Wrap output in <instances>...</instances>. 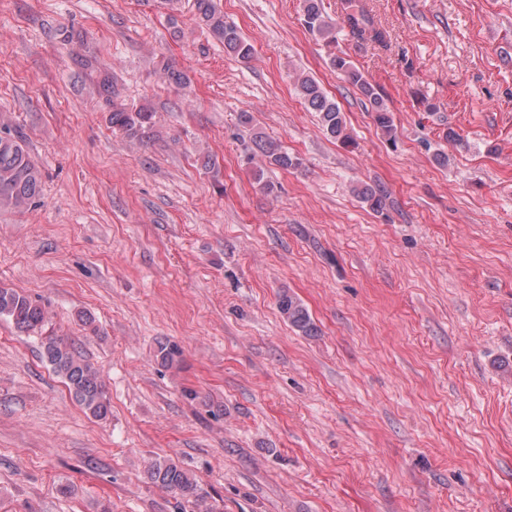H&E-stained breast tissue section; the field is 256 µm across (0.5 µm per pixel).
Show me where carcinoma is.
I'll use <instances>...</instances> for the list:
<instances>
[{
	"mask_svg": "<svg viewBox=\"0 0 512 512\" xmlns=\"http://www.w3.org/2000/svg\"><path fill=\"white\" fill-rule=\"evenodd\" d=\"M193 6L199 24L224 47V53L242 61L254 56L253 44L236 26L224 20L220 0H193ZM346 23L358 40L387 46V32L364 10L347 14ZM303 25L309 32L330 42L336 40V26L326 15L323 0H303ZM330 63L358 91L381 131L394 138L396 127L391 110L377 88L346 54L333 55ZM293 85L304 108L317 114L323 133L343 144L349 142L351 136L347 132V122L336 100L329 97L321 85L307 74H295ZM153 117L154 113L143 106L130 108L114 105L110 122L112 127L123 131L128 137L139 138L151 126ZM239 121L252 130L254 154L264 163L286 170L301 166L299 157L289 153L279 142L254 126L250 112H241ZM40 186L41 173L30 159L23 138L10 132L0 134V209H23L34 203ZM354 193L370 209L376 212L383 210L387 198L383 187L360 185L354 188ZM277 308L299 334H316L317 326L308 309L293 293L281 291L277 297ZM0 317L12 321L23 332L41 337L43 358L53 373L63 379L70 395L86 414L96 420H104L110 415L111 406L99 370L67 338L54 334L44 304L13 288L0 286ZM147 475L153 484L195 504L197 512H216L215 507L207 503L196 479L175 461L156 459L150 463Z\"/></svg>",
	"mask_w": 512,
	"mask_h": 512,
	"instance_id": "obj_1",
	"label": "carcinoma"
}]
</instances>
